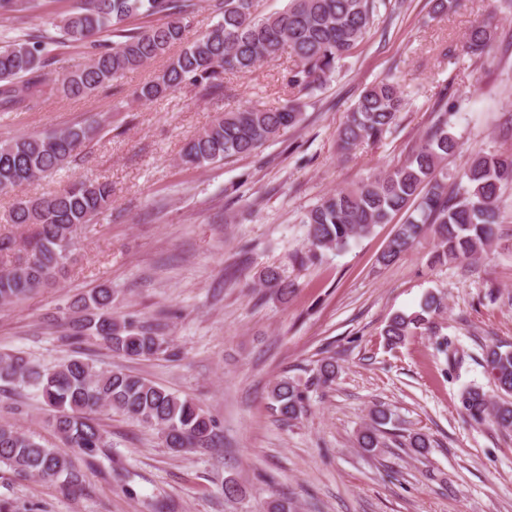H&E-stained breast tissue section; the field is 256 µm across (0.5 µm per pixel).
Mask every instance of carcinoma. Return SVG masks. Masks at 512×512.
Returning a JSON list of instances; mask_svg holds the SVG:
<instances>
[{
	"instance_id": "carcinoma-1",
	"label": "carcinoma",
	"mask_w": 512,
	"mask_h": 512,
	"mask_svg": "<svg viewBox=\"0 0 512 512\" xmlns=\"http://www.w3.org/2000/svg\"><path fill=\"white\" fill-rule=\"evenodd\" d=\"M37 0H0V15L30 12ZM191 0H81L75 11L51 21L56 35L23 34L0 38V112L32 111L58 96L80 98L167 54L180 52L151 80L132 90L142 102H153L190 84L204 89L221 86L222 75H248L262 62L287 51L295 57L288 85L301 94L322 84L353 56L378 18L377 0H288L271 15L257 14L256 0H212L217 20L194 39L187 38ZM160 15L164 22L142 28L129 23ZM118 40L93 54L89 64L54 80L45 69L58 62V46H96L99 34ZM494 35L484 25L465 35L463 51L477 61L487 55ZM404 109L399 82L387 76L366 88L338 129L337 146L345 155L365 142L375 143L397 124ZM295 103L280 108L224 112L185 143L180 165L203 168L251 155L283 136L301 121ZM93 131L72 126L42 135H22L0 144V193L20 188L64 168ZM460 142L448 133V118L427 131L405 160L371 174L351 188L323 196L307 210V251L301 263L320 260L326 251H342L367 237L393 215L406 212L381 252L378 262L390 265L423 235L435 246L430 263H464L478 259L497 239L503 223L500 202L512 190V151L493 150L473 157L448 181L443 162L458 153ZM112 214V183L83 177L39 197H21L1 217L7 224L32 226L21 248L0 238V255H13L0 269V305L22 300L53 285L65 273L76 250V231ZM259 285L282 298L292 284L271 267L259 273ZM112 288L101 286L75 299L65 323V338L80 346L102 341L112 353L146 360L170 352L167 338L151 324L112 315ZM442 299L433 293L420 311L393 314L381 331L394 347L407 337L434 333V316ZM484 367L497 394L468 386L460 395L466 418L476 424L490 419L512 435V346L492 344L483 350ZM340 366L331 355L320 360L309 381L284 375L269 391L277 420L293 423L309 408V388L329 387ZM0 383L34 391L50 411V424L63 443L48 448L33 434L0 421V466L25 477L49 480L64 494L84 481L83 468H98L109 457L112 442L89 413L107 406L129 415L163 435L166 447L180 453L214 446L216 426L193 400L144 377L122 370L101 371L88 359L73 356L49 369L19 352L0 353ZM390 416L377 407L371 424L360 433L359 447L373 451L381 444L380 427Z\"/></svg>"
}]
</instances>
